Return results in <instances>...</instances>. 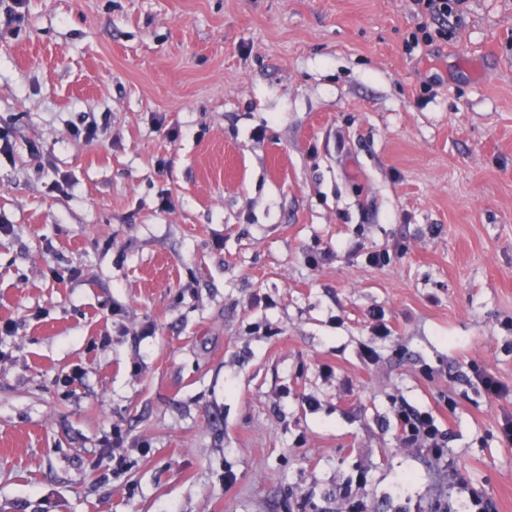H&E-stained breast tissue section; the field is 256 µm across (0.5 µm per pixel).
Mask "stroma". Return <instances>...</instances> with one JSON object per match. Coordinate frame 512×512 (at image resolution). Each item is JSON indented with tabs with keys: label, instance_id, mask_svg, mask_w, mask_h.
<instances>
[{
	"label": "stroma",
	"instance_id": "obj_1",
	"mask_svg": "<svg viewBox=\"0 0 512 512\" xmlns=\"http://www.w3.org/2000/svg\"><path fill=\"white\" fill-rule=\"evenodd\" d=\"M418 23L411 0L0 12V512H339L361 476L371 512H432L453 489L397 447L402 400L512 512L502 410L467 380L512 384V0L411 51Z\"/></svg>",
	"mask_w": 512,
	"mask_h": 512
}]
</instances>
